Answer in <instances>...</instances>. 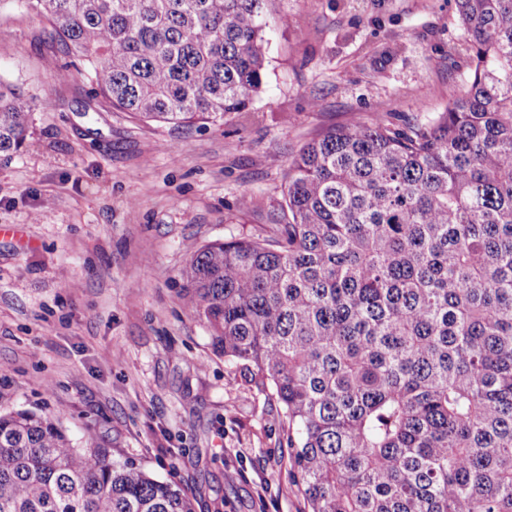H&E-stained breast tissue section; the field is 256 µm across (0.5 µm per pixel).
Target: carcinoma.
Listing matches in <instances>:
<instances>
[{"mask_svg": "<svg viewBox=\"0 0 512 512\" xmlns=\"http://www.w3.org/2000/svg\"><path fill=\"white\" fill-rule=\"evenodd\" d=\"M100 105L222 124L264 76L268 0H0ZM468 82L401 128L379 113L291 161L270 239L191 248L183 305L284 410L309 512H512V0H455ZM32 108L0 81V154ZM0 512H195L177 482L56 420L0 412Z\"/></svg>", "mask_w": 512, "mask_h": 512, "instance_id": "carcinoma-1", "label": "carcinoma"}]
</instances>
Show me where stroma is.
Returning a JSON list of instances; mask_svg holds the SVG:
<instances>
[{
  "mask_svg": "<svg viewBox=\"0 0 512 512\" xmlns=\"http://www.w3.org/2000/svg\"><path fill=\"white\" fill-rule=\"evenodd\" d=\"M268 11L249 107L175 128L95 109L85 78L57 79L47 21L0 8V81L50 103L0 156V410L56 417L74 445L182 483L196 512L307 506L276 397L245 384L182 305L189 247L270 236L288 164L319 132L352 114L422 122L470 75L455 0Z\"/></svg>",
  "mask_w": 512,
  "mask_h": 512,
  "instance_id": "35a3bbf8",
  "label": "stroma"
}]
</instances>
